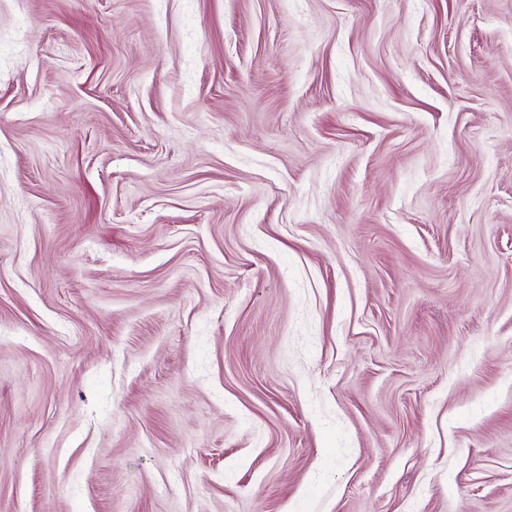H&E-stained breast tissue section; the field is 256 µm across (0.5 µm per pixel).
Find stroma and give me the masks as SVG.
<instances>
[{"label":"stroma","instance_id":"obj_1","mask_svg":"<svg viewBox=\"0 0 512 512\" xmlns=\"http://www.w3.org/2000/svg\"><path fill=\"white\" fill-rule=\"evenodd\" d=\"M0 512H512V0H0Z\"/></svg>","mask_w":512,"mask_h":512}]
</instances>
